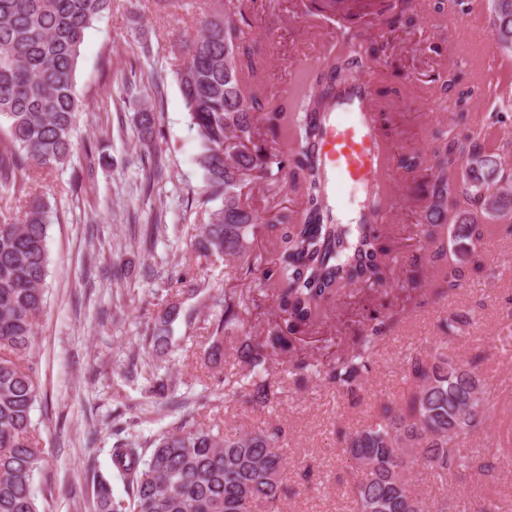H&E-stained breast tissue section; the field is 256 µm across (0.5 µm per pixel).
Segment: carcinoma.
Segmentation results:
<instances>
[{"label": "carcinoma", "instance_id": "obj_1", "mask_svg": "<svg viewBox=\"0 0 512 512\" xmlns=\"http://www.w3.org/2000/svg\"><path fill=\"white\" fill-rule=\"evenodd\" d=\"M202 7L183 31L171 35L183 57L177 71L191 129L198 144L196 165L208 200L219 205L208 218L195 249L206 258L243 259V276L258 288L275 287L274 319L234 347L236 384L257 410L281 403L282 378L276 358L293 356L292 375H313L348 395L361 390L396 316L367 318L352 349L323 362L298 354L297 342L330 304L336 289L362 284L383 287L394 251L378 228L326 223L324 186L314 150L320 127L314 118L329 108L334 89L358 73L342 56H328L300 94L265 111L260 90L267 59L247 44L236 21ZM490 33L512 52V0H491ZM112 0H0V120L9 145L0 148V186L24 194L31 172L70 161L76 115L82 102L75 72L86 30L110 10ZM441 91L465 114L484 95L480 82L463 84L446 72ZM153 109L136 115L137 137L152 142ZM512 142L494 143L489 133L457 132L440 140L433 162L419 153L402 158L404 169L421 177L426 200L420 265L430 267L440 287L453 292L483 267L486 220L512 226ZM287 172L302 190V207L279 209L263 224L266 200L248 190L255 174ZM48 210L34 200L15 222L0 224V512H40L36 479L44 451L34 440L32 411L38 400L30 363L34 329L45 308L49 272ZM275 238L270 256L259 242ZM207 350L208 365L224 363V341L249 327L248 297L224 289ZM181 315L177 303L160 301L142 333L144 345L162 351ZM410 391L400 403L381 405L367 426L343 435V452L355 470L349 494L353 512H449L443 497L429 505L413 487L422 467L443 477L469 467L460 442L491 417L489 394L477 365L448 354V342L406 357ZM285 430L220 433L185 419L143 443L112 449L117 477L131 493L129 503L112 499L111 481L98 480L102 512H280L285 495Z\"/></svg>", "mask_w": 512, "mask_h": 512}]
</instances>
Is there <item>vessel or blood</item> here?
<instances>
[{"label":"vessel or blood","instance_id":"vessel-or-blood-1","mask_svg":"<svg viewBox=\"0 0 512 512\" xmlns=\"http://www.w3.org/2000/svg\"><path fill=\"white\" fill-rule=\"evenodd\" d=\"M478 10L451 18L461 36V43L479 75L489 87H496L503 62L489 37H474ZM360 75L353 84L337 89L330 109L320 118V135L315 152L322 164L330 223H340L336 206L337 189L342 185L358 187L364 195L388 191L393 160L383 140L381 115L374 108V76L377 65L359 58Z\"/></svg>","mask_w":512,"mask_h":512}]
</instances>
